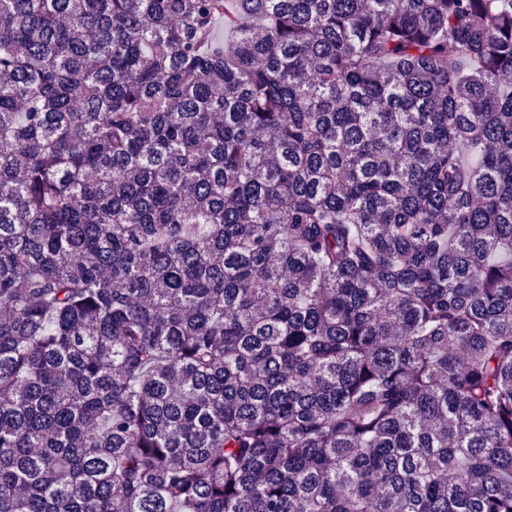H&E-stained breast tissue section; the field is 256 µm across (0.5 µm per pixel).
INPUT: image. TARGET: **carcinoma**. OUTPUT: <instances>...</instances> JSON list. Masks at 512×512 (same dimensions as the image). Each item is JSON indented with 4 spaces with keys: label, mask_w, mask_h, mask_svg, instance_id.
Here are the masks:
<instances>
[{
    "label": "carcinoma",
    "mask_w": 512,
    "mask_h": 512,
    "mask_svg": "<svg viewBox=\"0 0 512 512\" xmlns=\"http://www.w3.org/2000/svg\"><path fill=\"white\" fill-rule=\"evenodd\" d=\"M0 512H512V0H0Z\"/></svg>",
    "instance_id": "obj_1"
}]
</instances>
